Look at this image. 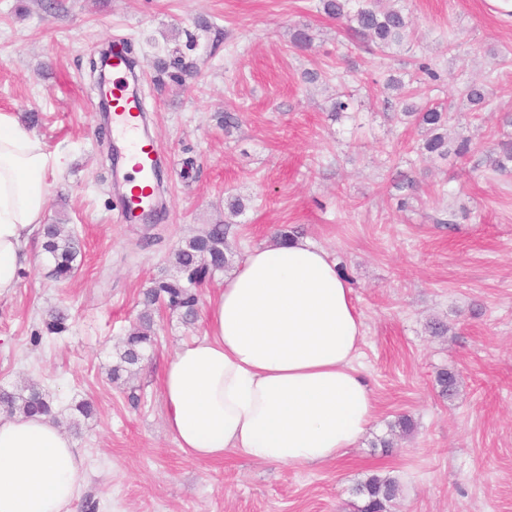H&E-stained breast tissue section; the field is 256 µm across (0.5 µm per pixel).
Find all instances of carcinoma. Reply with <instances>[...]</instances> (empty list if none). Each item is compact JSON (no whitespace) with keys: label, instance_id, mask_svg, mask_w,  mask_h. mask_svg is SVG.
Instances as JSON below:
<instances>
[{"label":"carcinoma","instance_id":"1","mask_svg":"<svg viewBox=\"0 0 512 512\" xmlns=\"http://www.w3.org/2000/svg\"><path fill=\"white\" fill-rule=\"evenodd\" d=\"M320 10L327 17L346 23L351 42H363L380 52L393 45H401L411 33V21L404 10L385 8L381 0H320ZM387 87L399 91L395 101H386L387 107L402 106V115L407 123L424 132L420 154L444 158L452 152L457 157H464L478 148V144L468 137L448 141V124L456 111L453 102L433 103L428 100L418 108L407 103V99L421 96L420 86L414 88L390 77ZM463 97L469 111L479 112L488 105L490 90L484 83L467 82ZM485 157L492 171L500 175L512 174V138L504 135L493 141L492 145L486 147ZM225 234L224 225L213 224L205 234L186 240L174 250L172 259L178 275L158 280L143 292L144 311L139 325L123 341L118 353L119 363L110 370L111 378L119 379L120 372L138 364L142 352L154 344L153 305L158 302L165 304L168 309L178 312L186 322L195 318L198 288L232 265L233 255L227 251ZM43 239V248L52 261L50 276L60 282L69 280L76 270L80 254L78 239L64 233L58 224L44 225ZM67 321L68 315L64 311H55L45 321L46 333L60 335L66 332ZM436 386L439 395H453L457 388L456 374L447 369L439 370ZM0 411L8 414H50L52 407L45 395L34 386L20 390L1 388ZM354 492L361 498L358 512H390L397 497V485L390 477L371 474L355 486Z\"/></svg>","mask_w":512,"mask_h":512}]
</instances>
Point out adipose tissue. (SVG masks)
I'll use <instances>...</instances> for the list:
<instances>
[{
	"mask_svg": "<svg viewBox=\"0 0 512 512\" xmlns=\"http://www.w3.org/2000/svg\"><path fill=\"white\" fill-rule=\"evenodd\" d=\"M60 160L0 113V297L18 285ZM363 322L335 259L296 237L249 249L209 301L206 332L161 370L165 424L195 460L292 467L341 459L376 419L354 361ZM84 458L54 416L0 414V512H72Z\"/></svg>",
	"mask_w": 512,
	"mask_h": 512,
	"instance_id": "1",
	"label": "adipose tissue"
}]
</instances>
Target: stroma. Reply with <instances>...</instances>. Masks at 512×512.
<instances>
[{"label": "stroma", "mask_w": 512, "mask_h": 512, "mask_svg": "<svg viewBox=\"0 0 512 512\" xmlns=\"http://www.w3.org/2000/svg\"><path fill=\"white\" fill-rule=\"evenodd\" d=\"M414 45L349 47L318 0H0V112H11L61 158L48 173L45 223L65 215L81 253L71 280L49 275L39 240L14 293L0 297V386L38 385L85 458L74 512H357L353 488L394 478L395 512H512V176L483 153L423 158L417 129L387 108L388 76L410 80L415 59L438 73L428 98L488 83L493 100L465 113L449 137L490 142L512 127V20L485 0H404ZM307 28L308 49L292 43ZM132 40L164 208L145 224L123 215L112 137L88 61ZM318 72L316 81L306 72ZM355 107L336 117L339 92ZM238 124L225 128V113ZM417 194L397 189L401 176ZM246 208L228 227L235 259L298 233L347 267L364 336L356 359L379 408L376 425L339 461L317 467L231 456L187 457L165 425V358L203 335L164 305L155 345L129 377L111 381L142 292L172 275V253L224 218L228 196ZM55 309L64 335L44 336ZM448 323L447 335L428 324ZM455 370L459 391L439 397L435 376ZM93 401L91 417L74 409ZM414 432L384 448L398 416Z\"/></svg>", "instance_id": "obj_1"}]
</instances>
